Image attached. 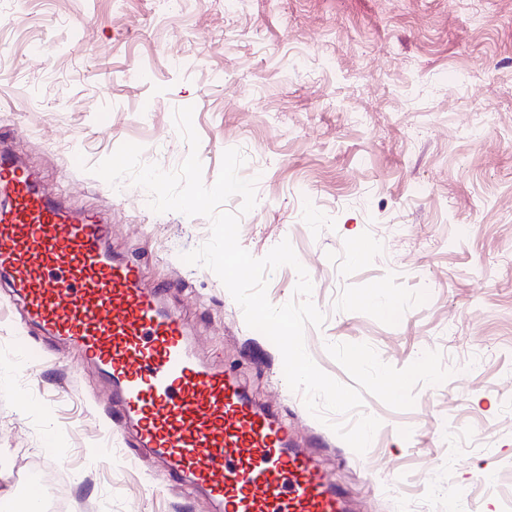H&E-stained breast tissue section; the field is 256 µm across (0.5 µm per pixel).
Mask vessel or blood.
<instances>
[{
    "label": "vessel or blood",
    "mask_w": 512,
    "mask_h": 512,
    "mask_svg": "<svg viewBox=\"0 0 512 512\" xmlns=\"http://www.w3.org/2000/svg\"><path fill=\"white\" fill-rule=\"evenodd\" d=\"M0 194V276L29 323L104 375L114 425L131 427L208 512H350L314 453L292 446L288 423L197 357L164 288L109 252L98 213L66 209L1 145Z\"/></svg>",
    "instance_id": "1"
}]
</instances>
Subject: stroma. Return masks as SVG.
<instances>
[{
	"label": "stroma",
	"instance_id": "35a3bbf8",
	"mask_svg": "<svg viewBox=\"0 0 512 512\" xmlns=\"http://www.w3.org/2000/svg\"><path fill=\"white\" fill-rule=\"evenodd\" d=\"M186 106L204 183L230 148L257 181L241 245L261 258L289 240L307 270L326 320L305 345L325 373L350 381L329 342L397 368L436 350L451 369L409 410L365 395L381 426L364 454L307 410L218 277L182 261L209 220L91 173L125 142L174 170ZM0 140L107 218L113 255L169 285L197 355L293 423L352 512H512V0H0ZM22 338L43 356L19 358ZM108 415L102 374L0 281V457L56 476L69 512H206Z\"/></svg>",
	"mask_w": 512,
	"mask_h": 512
}]
</instances>
